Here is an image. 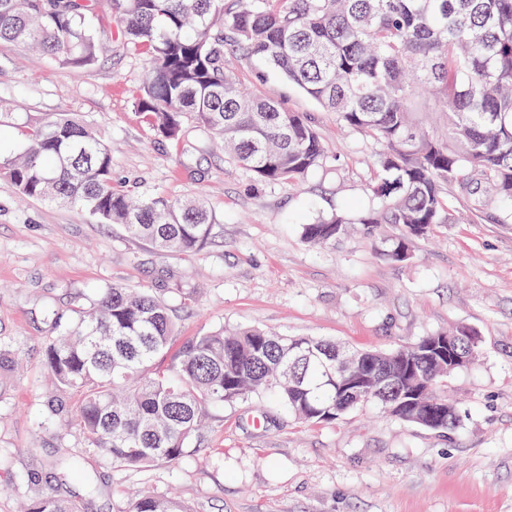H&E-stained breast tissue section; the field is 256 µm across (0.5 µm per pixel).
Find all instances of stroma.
Segmentation results:
<instances>
[{
	"label": "stroma",
	"mask_w": 512,
	"mask_h": 512,
	"mask_svg": "<svg viewBox=\"0 0 512 512\" xmlns=\"http://www.w3.org/2000/svg\"><path fill=\"white\" fill-rule=\"evenodd\" d=\"M229 64L251 90L311 118L328 158L303 183L257 180L190 126L182 142L161 136L135 107L148 60L134 45L65 69L0 44V104L17 108L0 119V153L24 140L27 120L70 113L106 140L116 190L200 194L218 220L205 247L161 255L82 208L21 199L0 175V344L24 357L0 373V512L33 495L31 471L43 492L77 497L83 512H126L138 489L176 495L193 512H512V220L490 187L474 214L452 187V221L414 240L406 263L358 225L307 246L302 225L341 203L370 205L381 147L256 58L237 52ZM112 284L166 299L182 340L259 326L386 350L466 328L482 355L448 378L461 422L445 433L373 406L303 423L264 400L230 402L178 464L117 468L75 429L39 418L54 389L42 363L46 311L72 316ZM69 451L81 453L83 477L69 472Z\"/></svg>",
	"instance_id": "1"
}]
</instances>
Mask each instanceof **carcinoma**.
I'll use <instances>...</instances> for the list:
<instances>
[{
  "instance_id": "obj_1",
  "label": "carcinoma",
  "mask_w": 512,
  "mask_h": 512,
  "mask_svg": "<svg viewBox=\"0 0 512 512\" xmlns=\"http://www.w3.org/2000/svg\"><path fill=\"white\" fill-rule=\"evenodd\" d=\"M115 27L99 22V0H0V43L40 51L64 68H85L112 39L142 46L148 78L135 101L162 136L186 124L224 144L225 154L264 182H302L327 153L307 116L248 95L226 59L233 47L260 57L383 147L373 205L301 227L312 247L361 224L370 236L391 224L384 256L409 261L413 240L447 224L448 188L464 199L489 185L512 211V0H109ZM21 195L79 206L118 224L162 255L207 245L217 219L202 197L145 196L112 188L104 140L69 114L27 131L0 159ZM70 323L50 313L43 365L56 387L44 419L69 422L84 443L120 467L175 463L201 438L212 411L235 401L273 400L295 418L330 422L373 404L347 402L326 353L336 342L259 327L210 330L170 352V305L146 289L96 291ZM478 357L480 339L457 329ZM402 347L372 352V367L395 370ZM432 376L427 405L391 411L444 433L457 427L443 396L448 368L422 358ZM24 512H82L66 495L36 493ZM127 512H192L176 496L133 493Z\"/></svg>"
}]
</instances>
